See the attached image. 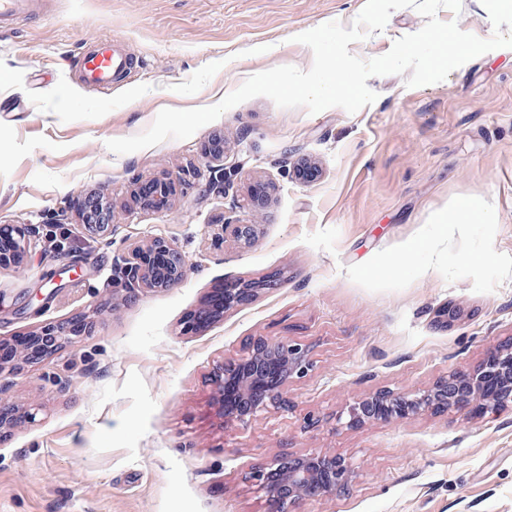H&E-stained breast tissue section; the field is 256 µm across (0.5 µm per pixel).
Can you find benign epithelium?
<instances>
[{
  "label": "benign epithelium",
  "instance_id": "benign-epithelium-1",
  "mask_svg": "<svg viewBox=\"0 0 512 512\" xmlns=\"http://www.w3.org/2000/svg\"><path fill=\"white\" fill-rule=\"evenodd\" d=\"M205 158L210 168L209 184L226 189L224 148H208ZM151 185L139 195L143 207L169 209L176 192L172 179H149L137 182V188ZM271 197V187L262 182L249 186L247 198L254 210L265 208ZM74 207L83 217L85 227L95 233L108 232L110 224H94L86 211V201L78 199ZM223 241L240 248L249 247L258 234V225L244 224L229 218L221 224ZM0 237L17 248L24 256L30 231L16 226L0 228ZM116 266L128 293L139 289L172 288L186 273V258L173 242L158 237L143 248L132 245ZM224 297L219 313L224 314L244 303L245 297H256L259 289L244 281L224 283ZM91 324L89 317L76 324L48 323L31 336L17 362L6 364L0 359V375L24 367H33L62 349L79 342L82 332ZM309 361L305 349L298 343L271 342L259 336L250 343L247 354L217 367L210 381L215 388L214 402L225 418L245 422L260 412L280 409L286 405L283 388L288 380L307 374ZM512 405V341L499 343L487 350L479 365L468 372H451L423 391L377 392L349 406L347 425L358 426L366 421L408 419L439 409H455L470 415L495 413ZM19 415L10 404L0 400V442L7 439ZM353 474L349 460L341 456L310 453L299 456H279L267 466L253 471L250 480L265 494L266 512H291L300 501L348 487Z\"/></svg>",
  "mask_w": 512,
  "mask_h": 512
}]
</instances>
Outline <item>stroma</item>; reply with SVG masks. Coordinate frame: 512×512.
Segmentation results:
<instances>
[{"label": "stroma", "instance_id": "1", "mask_svg": "<svg viewBox=\"0 0 512 512\" xmlns=\"http://www.w3.org/2000/svg\"><path fill=\"white\" fill-rule=\"evenodd\" d=\"M365 0H51L0 25V227L29 224L25 258L0 265V341L85 315L90 334L0 379V396L34 412L0 443V512H265L248 480L281 454L347 458L346 492L296 512H512V407L339 423L376 391L426 390L472 370L512 339V48H497L439 83L374 76L376 101L311 114L259 96L191 137L117 155L108 140L146 131L165 108L218 103L248 77L312 50L295 37L351 26ZM441 21L494 32L481 0ZM425 23L394 11L383 31L349 44L387 53ZM121 43L144 71L101 90L77 59L98 38ZM224 143L222 192L204 149ZM315 166L299 179L300 162ZM141 178L176 180L165 211L134 198ZM272 186L251 211L250 183ZM103 195L111 231L89 233L73 199ZM480 203L482 223L453 224L449 206ZM259 231L250 248L218 241L219 217ZM163 237L187 261L169 289L128 295L115 262ZM280 273L252 301L190 331L186 321L224 281ZM256 336L308 350L289 407L224 420L213 369Z\"/></svg>", "mask_w": 512, "mask_h": 512}]
</instances>
